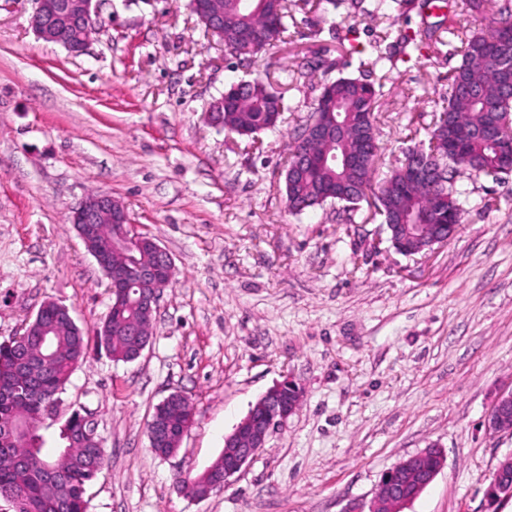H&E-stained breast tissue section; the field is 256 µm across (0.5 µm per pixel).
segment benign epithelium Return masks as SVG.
<instances>
[{"mask_svg": "<svg viewBox=\"0 0 512 512\" xmlns=\"http://www.w3.org/2000/svg\"><path fill=\"white\" fill-rule=\"evenodd\" d=\"M37 7L32 15L31 26L38 37L47 42H61L59 24L70 23L79 25L76 39L64 43V47L73 53L85 49L93 31L96 15L95 0H36ZM208 25V33L215 36L224 32V11L215 5L204 16ZM332 164L349 169L354 160L348 155L334 153L317 160L305 154H299V165L306 166L316 162ZM70 222L87 250L93 256L97 265L110 281L112 288V311L124 309L130 295H136L140 309L147 315H154L160 293L171 281L175 266L171 255L155 239L133 233L132 224L127 208L120 201L107 193L91 194L80 203L70 216ZM100 224H111L120 235L134 236L139 245H148L153 253V262L142 264L137 259L126 255L119 264L112 263L109 256L98 252L92 247ZM51 359L46 341H41L39 347L27 353L25 363L26 390L29 394L39 396L43 393L40 375ZM284 384L280 383L269 389L256 402V410L262 416L255 417V410L250 411L235 427L233 432L224 438V469L211 476L209 493L222 492L231 484V478L241 472L258 453L265 448L268 437L286 423L299 407L300 401L284 403L280 393ZM488 430L498 432L512 431V391L501 394L485 418ZM175 424H149L147 437L149 447H167ZM442 465H434L427 451L410 456L388 469L382 476L381 486L372 512H399L402 506L415 499L425 485L431 483ZM512 473V454L499 461L491 480L489 495L486 496L488 506L493 507L497 502L512 498V481L507 474ZM423 478V484L415 488V492L407 497L396 494V483L408 479Z\"/></svg>", "mask_w": 512, "mask_h": 512, "instance_id": "1", "label": "benign epithelium"}]
</instances>
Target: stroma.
<instances>
[{
	"label": "stroma",
	"mask_w": 512,
	"mask_h": 512,
	"mask_svg": "<svg viewBox=\"0 0 512 512\" xmlns=\"http://www.w3.org/2000/svg\"><path fill=\"white\" fill-rule=\"evenodd\" d=\"M188 3L98 0L76 54L36 35L35 0H0V343L47 301L88 335L107 315L109 282L69 222L91 192L121 201L176 267L141 356L90 348L66 385L108 457L90 512H369L383 473L430 447L444 466L402 512H486L512 454V431L485 427L512 390V172L457 176L463 224L414 256L392 248L374 199L294 214L285 196L289 142L324 80L381 79L379 176L428 141L458 40L383 61L374 44L442 11L370 21L291 0L281 42L245 71ZM313 56L322 67L293 82ZM250 71L291 110L276 130L225 134L210 104ZM288 378L305 390L299 409L224 492L187 498L175 473L201 474ZM175 391L194 422L161 458L146 426Z\"/></svg>",
	"instance_id": "35a3bbf8"
}]
</instances>
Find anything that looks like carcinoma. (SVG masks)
I'll use <instances>...</instances> for the list:
<instances>
[{
    "label": "carcinoma",
    "mask_w": 512,
    "mask_h": 512,
    "mask_svg": "<svg viewBox=\"0 0 512 512\" xmlns=\"http://www.w3.org/2000/svg\"><path fill=\"white\" fill-rule=\"evenodd\" d=\"M401 7L427 8L425 0H343L349 12L375 19L386 15L389 2ZM455 12L452 34L461 41V63L448 76L447 103L437 116L431 131L426 157L432 175L423 180L402 182L398 172L377 183L375 174L381 152L365 146L379 147L376 115L380 88L375 83L340 76L321 85L313 111L326 112L324 100L341 105L345 112V131L328 132L311 146L317 155L343 152L363 155L358 169L343 170L334 166H314L289 183L285 189L288 210L301 214L327 202H344L350 211L370 194L383 220L393 224H417L413 246L427 243L424 233L439 228L451 236L456 225L463 223L464 211L458 204L455 178L462 171L485 175L503 172L507 162L502 157L504 145L481 135V130L507 126L512 116V98L504 85L500 66L503 59L512 63V0H460ZM489 15L493 27L487 33H471L469 17ZM288 0H266L261 8L250 9L245 0H224V49L235 56L241 66L250 67L277 37L286 31ZM439 27L426 25L421 30L400 35L402 51H421L440 41ZM224 130L252 136L266 130L271 113L285 111L284 98L271 83L261 77L231 82L224 91ZM53 330L52 351L55 358L43 373L45 392L59 396L73 370L88 355L89 337L75 324L58 318L55 303L43 304L19 338L0 344V383L11 385L14 397L0 402V426L11 419L26 424L23 441L16 448L0 449V495L14 497L16 512H89L87 486L103 470L104 455L93 456L77 435L80 433L81 410L71 408L61 414L49 411L47 401L31 398L23 392L17 373L24 354L22 349L37 345L44 327ZM95 345L115 361H124L134 353L140 339L112 334V314L97 326ZM18 454L31 460L26 469H17L6 455ZM59 466L68 472L61 483L43 478L44 468Z\"/></svg>",
    "instance_id": "1"
}]
</instances>
